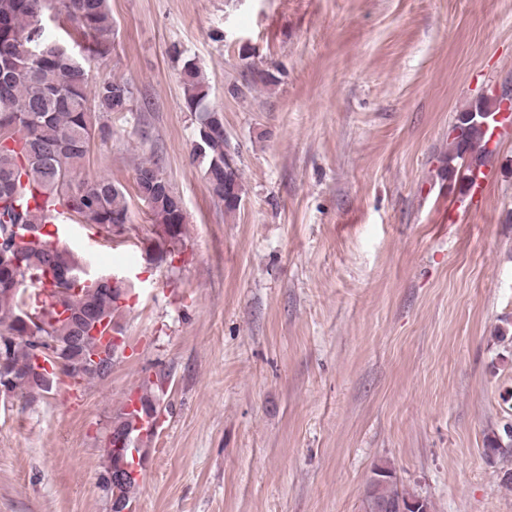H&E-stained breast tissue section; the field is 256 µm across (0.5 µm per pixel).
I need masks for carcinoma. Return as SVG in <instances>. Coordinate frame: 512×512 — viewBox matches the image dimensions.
<instances>
[{"instance_id":"cac0c4a2","label":"carcinoma","mask_w":512,"mask_h":512,"mask_svg":"<svg viewBox=\"0 0 512 512\" xmlns=\"http://www.w3.org/2000/svg\"><path fill=\"white\" fill-rule=\"evenodd\" d=\"M69 23L82 38L84 55L76 58L69 48L44 35L41 17L49 10ZM112 51V25L108 0H0V238L3 246L19 251L24 269L0 261V336H15L14 345L0 354V378L8 377L15 393L33 402L52 390L55 361L72 370L76 379L104 380L108 373L92 363V357L112 353L114 346L100 341V327L122 330L116 316L122 311L130 285L100 283L85 271L82 257L62 244L48 242V235L35 240L17 236L26 224L46 226L51 220L45 206L62 204L83 224L107 231L114 224L131 223L125 189L109 178L80 181L90 144L112 138V126L101 121L114 112H130L132 86L111 77L92 81L91 63L105 60ZM186 103L197 119L194 154L204 163V177L212 196L234 213L239 205L224 196L233 185L242 196L238 168L226 163L228 142L224 117L208 102V85L196 63L182 67ZM499 102L479 99L460 113L452 128L453 154L463 160L461 177L471 182L474 169L487 164L483 149L486 130L478 114L493 116ZM139 199L147 203L157 238L149 248L154 261L175 255L187 224L183 201L154 163H143L135 177ZM47 198L46 205L30 204L31 190ZM42 285L30 302L24 283ZM50 284V288L43 285ZM34 336H47L58 343L55 359L44 357L51 370L38 364ZM154 399L145 394L140 411L120 414L113 435L127 439L124 451L136 447L133 418L155 421ZM379 480L362 512L398 503H420V512H430V502L398 487L391 468L373 469ZM136 479L126 475L110 487L112 497L128 508L134 501Z\"/></svg>"}]
</instances>
